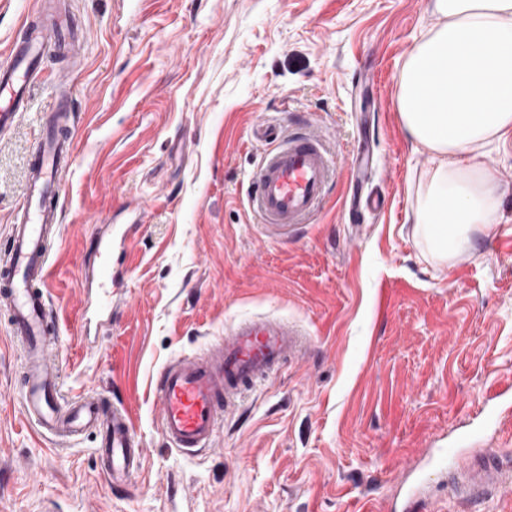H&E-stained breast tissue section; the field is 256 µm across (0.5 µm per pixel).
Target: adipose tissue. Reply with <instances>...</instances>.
I'll return each mask as SVG.
<instances>
[{"label": "adipose tissue", "instance_id": "1", "mask_svg": "<svg viewBox=\"0 0 512 512\" xmlns=\"http://www.w3.org/2000/svg\"><path fill=\"white\" fill-rule=\"evenodd\" d=\"M436 23L407 54L393 104L431 157L415 184L414 234L437 265L496 224L489 154L512 142V0H431Z\"/></svg>", "mask_w": 512, "mask_h": 512}]
</instances>
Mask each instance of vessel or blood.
<instances>
[{"mask_svg":"<svg viewBox=\"0 0 512 512\" xmlns=\"http://www.w3.org/2000/svg\"><path fill=\"white\" fill-rule=\"evenodd\" d=\"M43 45L37 39L15 43L9 58L0 62V136L24 111L28 91L40 76ZM256 139L265 141L264 157L248 194L249 207L260 223L292 228L310 223L320 211L335 176L332 155L319 136L310 132L278 134L257 126ZM72 153L69 138L48 131L37 162L27 172V186L37 203L12 225L11 247L0 263V303L11 313L12 335L24 346L20 391L26 415L46 435L77 438L96 431L101 467L113 484L128 480L143 459L142 441L125 409L106 407L96 397L58 408L62 370L50 355L58 341L48 310V242L56 233L55 190L65 173L64 160ZM84 319H95L101 330L112 326V290L104 288L86 301ZM308 343L297 326L279 318L253 316L235 321L224 340L191 356L171 358L157 372L154 386L160 409V430L175 451L194 456L209 449L221 427L225 410L255 382L265 380L291 357L304 354ZM447 454L454 469L468 479L449 478L450 491L469 501L512 493V475L489 460L485 468H471L466 453L433 439L426 456Z\"/></svg>","mask_w":512,"mask_h":512,"instance_id":"1","label":"vessel or blood"}]
</instances>
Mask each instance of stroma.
Here are the masks:
<instances>
[{
    "instance_id": "stroma-1",
    "label": "stroma",
    "mask_w": 512,
    "mask_h": 512,
    "mask_svg": "<svg viewBox=\"0 0 512 512\" xmlns=\"http://www.w3.org/2000/svg\"><path fill=\"white\" fill-rule=\"evenodd\" d=\"M66 22L80 63L48 41L28 108L0 138V254L53 81L72 141L47 284L62 394L125 408L142 440L119 489L98 438H46L19 399L23 352L0 307V512H380L437 431L475 427L512 388V143L491 153L502 217L452 264L413 236L409 187L431 163L400 129L396 75L435 24L430 0H0V61L27 24ZM307 123L336 166L324 207L282 235L246 205L256 124ZM122 300L98 346L82 339L100 223ZM272 314L309 347L224 415L211 450L170 449L154 378L170 358ZM425 472L417 512H512L458 501Z\"/></svg>"
}]
</instances>
